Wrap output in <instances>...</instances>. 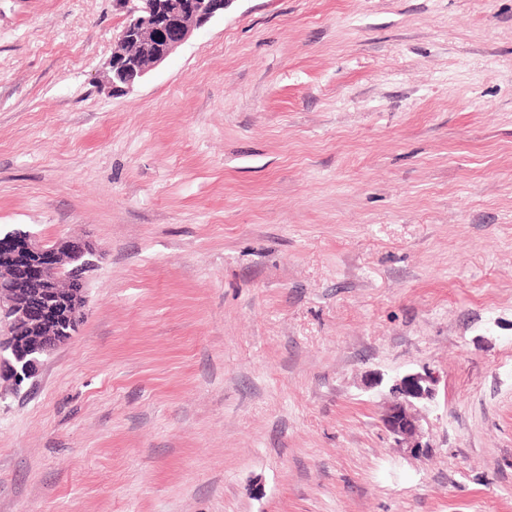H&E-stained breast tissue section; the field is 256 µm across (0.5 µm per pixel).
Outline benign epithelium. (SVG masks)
<instances>
[{"label":"benign epithelium","instance_id":"7a95c632","mask_svg":"<svg viewBox=\"0 0 512 512\" xmlns=\"http://www.w3.org/2000/svg\"><path fill=\"white\" fill-rule=\"evenodd\" d=\"M126 22L116 36L106 84L129 91L167 60L193 34L224 14L228 0H118ZM88 241L44 243L21 229L0 232V379L15 388L34 373L40 358L71 336L82 319L87 277L95 263ZM434 373H407L389 385L382 423L397 446L413 455L429 448L422 410L435 402Z\"/></svg>","mask_w":512,"mask_h":512}]
</instances>
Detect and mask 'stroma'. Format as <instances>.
Listing matches in <instances>:
<instances>
[{"label": "stroma", "mask_w": 512, "mask_h": 512, "mask_svg": "<svg viewBox=\"0 0 512 512\" xmlns=\"http://www.w3.org/2000/svg\"><path fill=\"white\" fill-rule=\"evenodd\" d=\"M125 22L0 0V229L101 253L0 512H512V0H229L114 93ZM437 380L429 370L395 377L389 385L391 400L384 408L382 423L399 448L423 455L429 444L424 441L422 410L435 402Z\"/></svg>", "instance_id": "1"}]
</instances>
